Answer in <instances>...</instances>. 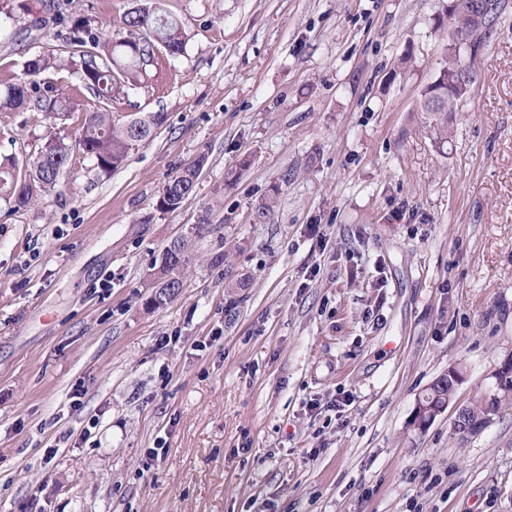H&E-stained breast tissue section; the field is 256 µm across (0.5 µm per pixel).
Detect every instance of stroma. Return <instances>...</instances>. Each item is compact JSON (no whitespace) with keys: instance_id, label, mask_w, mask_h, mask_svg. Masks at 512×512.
<instances>
[{"instance_id":"1","label":"stroma","mask_w":512,"mask_h":512,"mask_svg":"<svg viewBox=\"0 0 512 512\" xmlns=\"http://www.w3.org/2000/svg\"><path fill=\"white\" fill-rule=\"evenodd\" d=\"M27 3L0 79L66 52ZM446 3L161 0L186 49L119 106L164 113L153 139L0 202V512H512V0L441 150L418 107ZM43 132L0 112L2 153L34 159ZM202 154L193 196L157 211ZM207 205L179 294L147 306ZM452 365L453 400L415 430ZM498 400L493 399L488 403L483 402H476L475 404L471 406L462 407L458 410L457 415L455 417L456 426L459 428V434L461 437H467L468 435L479 431L486 427L490 421L491 417L488 416L484 421H472L469 418V412L468 408L470 410V415L472 418H481L485 416L491 409H494L496 411L497 409ZM454 426V429L456 433H458L457 427Z\"/></svg>"}]
</instances>
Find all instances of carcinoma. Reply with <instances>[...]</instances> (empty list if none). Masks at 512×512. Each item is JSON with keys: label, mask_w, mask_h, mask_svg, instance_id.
<instances>
[{"label": "carcinoma", "mask_w": 512, "mask_h": 512, "mask_svg": "<svg viewBox=\"0 0 512 512\" xmlns=\"http://www.w3.org/2000/svg\"><path fill=\"white\" fill-rule=\"evenodd\" d=\"M139 7L126 10L120 17L115 36L106 39L99 22L92 15L67 16L62 7H53L54 15L68 25L67 59L35 55L24 62L22 72L0 82V112H39L51 125L63 123L75 111L79 97H92L98 106L85 112L73 143L56 134L45 135L34 160L19 165L14 156L0 155V199L19 210L37 202L39 197L60 191V178L68 168L73 151L92 161L102 172L121 167L129 154L146 143L164 121L161 112L134 113L123 120L111 110L128 97V89L150 79L162 56L183 53L186 33L181 22L163 11L155 0H138ZM503 4L498 0L482 29L473 26L463 12L451 11L446 16L453 27L472 34L474 42L487 44L495 33ZM448 63L422 89L419 111L434 142H448V113L468 95L464 90L448 94V79L463 67L459 51L445 50ZM69 68L79 83L58 84L45 77L51 70ZM207 162L201 155L190 166L171 176L164 185L156 208L173 212L193 195L197 180ZM211 207L204 208L200 222L187 228L162 252L159 265L152 273L148 302L155 308L168 303L183 286V275L191 264L193 242L204 237L209 225ZM431 402L443 406L454 396L448 379L439 378L426 392Z\"/></svg>", "instance_id": "cac0c4a2"}]
</instances>
